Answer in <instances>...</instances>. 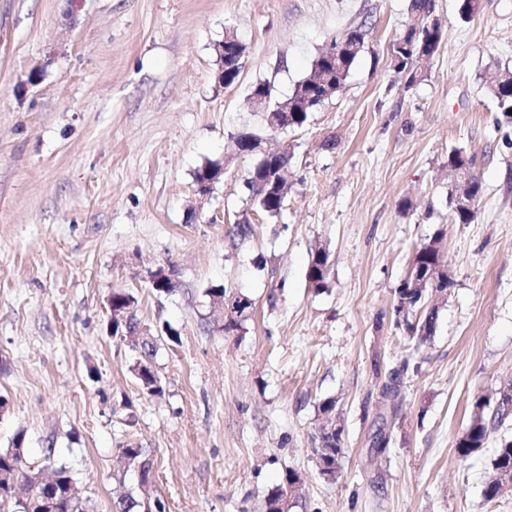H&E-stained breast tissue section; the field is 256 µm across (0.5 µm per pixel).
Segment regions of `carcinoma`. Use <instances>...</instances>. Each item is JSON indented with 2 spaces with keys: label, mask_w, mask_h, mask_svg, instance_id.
<instances>
[{
  "label": "carcinoma",
  "mask_w": 512,
  "mask_h": 512,
  "mask_svg": "<svg viewBox=\"0 0 512 512\" xmlns=\"http://www.w3.org/2000/svg\"><path fill=\"white\" fill-rule=\"evenodd\" d=\"M430 9V0H409L408 19L419 23V27H410L401 36L406 46L404 53L400 54L396 48H390L389 67L400 77L406 90L419 81L426 64L435 57L442 43L443 31L440 25H429ZM347 36L360 45H365L368 36L366 25L360 23L350 26L344 34L334 38L331 45H338ZM360 57L359 52L349 54L336 60V65L333 66L324 59V53H319L309 72L290 94L292 109L286 113H277L279 131L303 128L308 122L309 114L321 104V97L326 93L321 84L328 81L336 86V92H341ZM487 89L503 119L511 124L512 70L505 68L499 72ZM289 162L288 148L279 146L269 155L261 156L245 182L254 206L269 216L278 215L284 207L285 192L275 188V181L278 172L287 169ZM440 240L441 237L436 236L418 245L411 261L413 269L417 272L426 273L430 268H435V286L411 288L409 283L405 282L395 290L393 311L396 326H405L409 338L420 343L431 335L437 313L435 306L424 308L426 300L435 292L447 294L449 287L448 266L438 265ZM329 274V249L319 247L311 254L306 273L307 281L313 288H325ZM136 304L137 299L131 293L122 289L112 291V305L128 309L126 325L115 326L114 333H123V339L141 352V357L131 367V371L142 391L149 396L160 397L164 393V388L152 362L157 339L151 333L139 332L135 315ZM252 314L253 302L247 299L241 304L223 310L219 329L226 333L240 330ZM407 370L408 363L404 361L399 368L389 372L381 386V395L386 398L397 397L401 376ZM506 420L504 412L490 407L488 396H475L469 425L455 442L457 455L464 461L469 459L485 447L491 431L501 428ZM342 434L341 427L332 433L321 428L315 438L317 446L314 452L319 474L328 481L335 479L338 473L334 462L336 455L344 452ZM120 453L121 457L130 458L132 463L141 465V486L119 497L113 503V512H166L165 500L155 489L153 466L146 450L130 443L121 448ZM491 468L493 478L486 482L483 490L485 499L490 502L498 499L502 491V483L497 479L498 474L502 471L512 473V438L500 440L491 459ZM2 473L8 474L9 480L0 479V501L13 495L15 487L26 486L34 493L42 494L51 500V512H91V504L70 493L73 476L68 467L62 464L52 466L50 474L54 482L48 486L43 485L42 469L27 463L25 448L19 438L13 442V447L0 448V474ZM300 480L301 476L296 471H286L282 485L273 488L264 497L263 512H290L293 499L297 496V492L291 490V486Z\"/></svg>",
  "instance_id": "obj_1"
}]
</instances>
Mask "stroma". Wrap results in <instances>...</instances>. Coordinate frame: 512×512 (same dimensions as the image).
Wrapping results in <instances>:
<instances>
[{"label": "stroma", "instance_id": "obj_1", "mask_svg": "<svg viewBox=\"0 0 512 512\" xmlns=\"http://www.w3.org/2000/svg\"><path fill=\"white\" fill-rule=\"evenodd\" d=\"M461 4L435 0L443 42L406 90L388 52L408 0H0V448L23 437L33 465L53 449L94 512H112L129 443L150 453L167 512H262L289 469L303 479L291 512H512V491L483 495L512 421L468 461L455 451L474 397L512 383V124L487 92L512 68V0H479L469 22ZM360 22L343 91L305 127L265 131L291 154L284 207L266 216L245 187L255 159L234 152L240 131H264L250 89L287 96ZM229 31L245 56L227 87L215 46ZM454 148L484 184L470 224L448 216ZM208 161L224 176L203 196ZM437 234L452 286L416 348L393 323L395 290ZM321 245L318 291L306 271ZM160 269L175 273L162 295ZM218 286L253 300L243 332L219 331ZM115 289L136 297L143 331L175 334L154 358L163 396L109 333ZM405 359L398 397H382L375 370ZM327 398L344 422L332 481L313 453ZM330 252L326 247H318L311 254L306 278L312 288H326L330 274Z\"/></svg>", "mask_w": 512, "mask_h": 512}]
</instances>
